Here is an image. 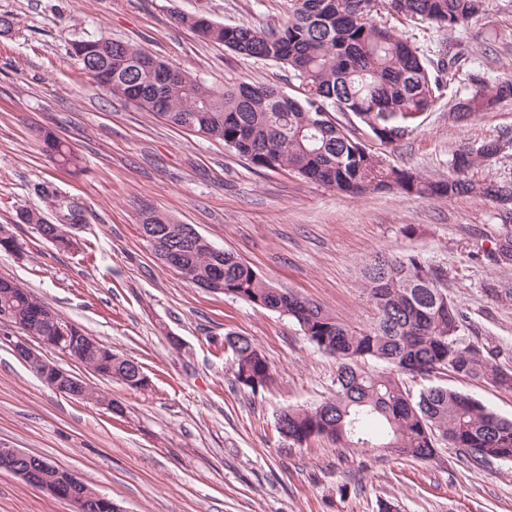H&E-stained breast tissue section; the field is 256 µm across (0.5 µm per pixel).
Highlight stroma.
<instances>
[{"instance_id":"obj_1","label":"stroma","mask_w":512,"mask_h":512,"mask_svg":"<svg viewBox=\"0 0 512 512\" xmlns=\"http://www.w3.org/2000/svg\"><path fill=\"white\" fill-rule=\"evenodd\" d=\"M180 14L218 23L281 26L286 0H0L15 22L0 34V226L20 245L0 252V278L37 295L68 324L142 364L151 384L132 389L63 368L120 402L123 416L69 399L0 345V443L49 457L123 512H512V461L481 468L440 447L428 461L325 440L297 446L275 425L288 407L309 408L334 389V357L313 348L287 315L189 284L160 263L139 233L148 205L193 225L212 244L251 263L275 287L298 292L361 327L373 312L362 269L373 255L417 252L446 269L448 294L476 339L512 369V303L489 296L512 280L478 259L505 233L497 203L474 194L423 198L362 195L254 167L223 144L197 137L115 96L68 54L72 40L107 36L139 46L210 87L250 82L293 95L298 80L273 62L238 56L179 25ZM428 56L463 41L486 80L512 75V0L455 33L391 19ZM466 83L447 84L436 107L401 142L372 150L432 180L453 173L455 151L512 128V100L460 124L448 114ZM58 136L82 160L65 168L42 150ZM51 183L81 206L77 249L60 251L23 210L41 208ZM249 337L271 369L259 392L236 385L224 337ZM440 385L512 418V392L448 374ZM0 512H69L66 502L0 472Z\"/></svg>"}]
</instances>
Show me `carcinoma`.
Instances as JSON below:
<instances>
[{"label":"carcinoma","mask_w":512,"mask_h":512,"mask_svg":"<svg viewBox=\"0 0 512 512\" xmlns=\"http://www.w3.org/2000/svg\"><path fill=\"white\" fill-rule=\"evenodd\" d=\"M287 4L286 21L278 28L208 22L200 14H183L178 21L242 57L269 60L287 69L300 81L298 96L285 97L276 86L246 82L218 91L127 42L103 53L98 39L81 38L73 41L69 54L88 75L112 73V94L180 128L193 119V132L223 143L258 168L288 170L345 193L389 189L419 197L468 193L493 201L512 198L511 183L466 177L470 169L487 164L498 153L500 142L512 141V129L482 142L475 153L453 156L454 174L429 181L387 163L336 119L326 118L335 112L350 113L376 139L393 143L433 110L446 83L459 74L467 77L468 92L450 112L462 113L461 121L512 99L511 76L491 85L470 69V58L455 46L435 59L426 57L394 27L374 17L384 9L408 22H430L453 31L484 13L487 0H287ZM42 142L59 165H79L78 156L55 136L44 134ZM37 194L45 208L55 212L56 223L45 220L40 210L20 212L19 221L37 226L39 234L62 251L77 248L72 229L86 223L84 210L45 183L37 186ZM145 225L162 232L161 246L177 249L189 283L290 316L310 345L336 357L330 398L313 408H288L279 415L277 429L285 439L299 446L323 439L338 448H373L425 461L443 442L471 465L512 461V419L440 385L414 395L399 379L401 373L429 377L449 372L512 391V370L465 336L466 316L448 297L440 266L418 253L373 256L363 268L373 318L363 327H352L323 307L274 287L236 254L213 251L206 238L185 240L181 225L155 209ZM486 257L497 267L511 266L512 232L497 238ZM486 291L499 301L512 302V281L492 282ZM5 311L10 312L9 323L26 338L69 331L67 354L105 380L133 381L137 376L131 359L97 340L88 342L81 328L62 324L57 313L19 285L0 284V314ZM224 339L233 355L235 382L257 393L270 380L265 356L246 336ZM367 359L385 364V369H365L361 362Z\"/></svg>","instance_id":"cac0c4a2"}]
</instances>
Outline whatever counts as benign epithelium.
<instances>
[{
    "label": "benign epithelium",
    "instance_id": "1",
    "mask_svg": "<svg viewBox=\"0 0 512 512\" xmlns=\"http://www.w3.org/2000/svg\"><path fill=\"white\" fill-rule=\"evenodd\" d=\"M0 344L9 347L17 357L33 369L45 366L54 369L55 381L52 382L44 376L41 377V380L56 391L59 390L57 381L63 378L67 382V394L74 397L77 396V392L83 385L88 383L85 378L50 363L48 353L55 351V347L47 339L38 340V346L34 347L20 336L4 333L0 335ZM33 459L34 456L29 453L0 444V471L4 470L19 476L27 483L46 490L65 501L72 512H81L86 507L83 494L80 492L83 482L67 471L61 475L49 477L44 474L41 467L33 463Z\"/></svg>",
    "mask_w": 512,
    "mask_h": 512
}]
</instances>
